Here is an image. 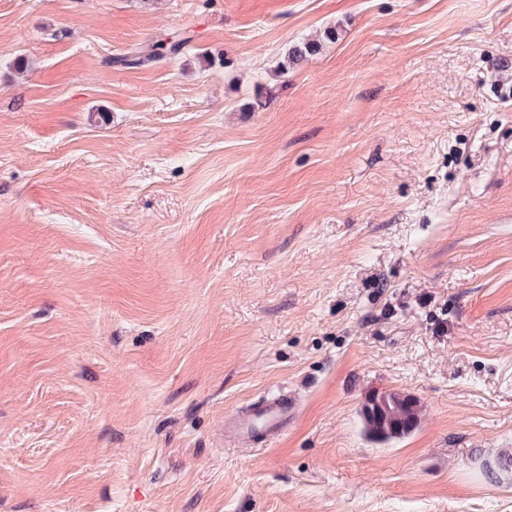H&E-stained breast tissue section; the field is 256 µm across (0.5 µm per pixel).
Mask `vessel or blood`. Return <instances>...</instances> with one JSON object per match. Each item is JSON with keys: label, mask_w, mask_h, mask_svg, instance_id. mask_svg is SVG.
Returning a JSON list of instances; mask_svg holds the SVG:
<instances>
[{"label": "vessel or blood", "mask_w": 512, "mask_h": 512, "mask_svg": "<svg viewBox=\"0 0 512 512\" xmlns=\"http://www.w3.org/2000/svg\"><path fill=\"white\" fill-rule=\"evenodd\" d=\"M294 414V405L287 395H270L249 409L239 411L224 421V439L239 443L263 435L278 437Z\"/></svg>", "instance_id": "obj_1"}]
</instances>
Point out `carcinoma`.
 I'll return each instance as SVG.
<instances>
[{
    "label": "carcinoma",
    "instance_id": "carcinoma-1",
    "mask_svg": "<svg viewBox=\"0 0 512 512\" xmlns=\"http://www.w3.org/2000/svg\"><path fill=\"white\" fill-rule=\"evenodd\" d=\"M191 38L178 33L160 36L151 44L140 47L118 59L125 67H139L157 61L167 55H178L189 46ZM373 407L363 406L361 411L362 431L368 441L386 445L407 437L419 426L421 408L412 397L397 391L380 393Z\"/></svg>",
    "mask_w": 512,
    "mask_h": 512
}]
</instances>
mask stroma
I'll return each mask as SVG.
<instances>
[{
	"mask_svg": "<svg viewBox=\"0 0 512 512\" xmlns=\"http://www.w3.org/2000/svg\"><path fill=\"white\" fill-rule=\"evenodd\" d=\"M503 454L512 0H0V512H512ZM191 37H184L178 33L161 35L156 41L147 46L132 51L127 56L119 58L116 63L125 67H139L149 62L157 61L167 55H178L191 42ZM377 394L368 399L375 401ZM379 395V401H375L371 409L363 405L360 413L366 439L376 445H386L414 432L421 416L418 402L397 391L382 392ZM294 414L287 394L267 396L245 411L224 420V440L239 443L261 433L266 439L278 437Z\"/></svg>",
	"mask_w": 512,
	"mask_h": 512,
	"instance_id": "stroma-1",
	"label": "stroma"
}]
</instances>
